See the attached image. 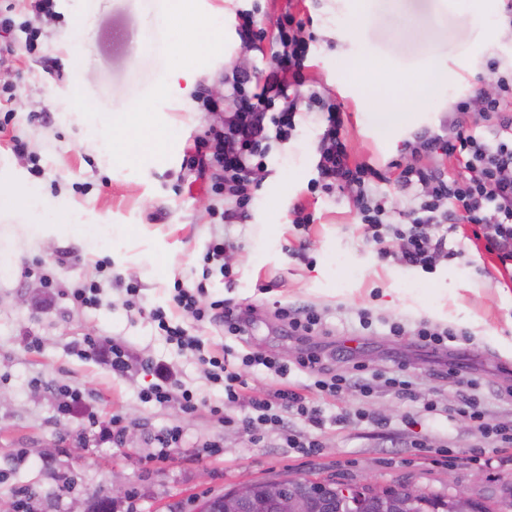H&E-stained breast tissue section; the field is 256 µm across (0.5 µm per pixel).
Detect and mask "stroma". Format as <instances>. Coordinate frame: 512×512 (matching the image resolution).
<instances>
[{
    "instance_id": "1",
    "label": "stroma",
    "mask_w": 512,
    "mask_h": 512,
    "mask_svg": "<svg viewBox=\"0 0 512 512\" xmlns=\"http://www.w3.org/2000/svg\"><path fill=\"white\" fill-rule=\"evenodd\" d=\"M260 4L272 28L286 0H194L195 23L166 17L164 0H54L34 17L30 0H0V195L25 185L40 197L21 210L0 208V500L15 512H79L82 503L109 495L113 473L125 478L116 512H192L193 500L244 481L284 474L334 476L355 483L371 477L382 486L415 483L444 494L463 487L479 499L512 493V461L493 468L470 463L473 449L493 447L459 407L474 396L487 421L512 424V284L495 279L498 262L467 246L461 255L424 270L378 258L365 245L347 195L312 198L318 112L304 114L294 137L274 145L257 172L255 201L242 224H225L222 196L186 165L185 152L217 119L201 110L199 91L224 89V70L245 66L257 74L269 55L244 45L235 12ZM317 37L307 70L308 89L329 96L346 113L344 137L351 161L381 170L407 164L404 144L439 125L451 98L469 93L488 61L512 69V34L503 25L504 0H299ZM86 26H78L81 14ZM422 24L425 42L405 37ZM36 36H28L27 25ZM153 32V44L140 42ZM452 39H445V32ZM447 82L422 93L434 69ZM145 104V129L162 144L157 158L129 163L111 146L112 113ZM402 118L388 131L376 112ZM303 203L315 214L296 228L289 211ZM60 231L41 240V225ZM122 229L105 245L86 227ZM230 242L234 282L206 278L203 303L227 299L246 310L248 336L223 338L210 324L184 323L210 343L272 353L295 361L314 351L333 371L360 370L373 392L350 389L334 398L317 392L322 427L292 416L290 426L319 439L303 455L283 435L245 431L243 408L223 405L196 358L178 352L149 318L170 308L175 280L202 277V258L214 241ZM488 275H479L480 267ZM57 285L46 300L41 275ZM140 284V311L124 305V284ZM97 281L100 304L79 307L70 289ZM316 308L322 335L292 337L275 317L278 305ZM368 311L372 326L361 329ZM462 335L448 350L419 345V321ZM399 321L407 335L393 336ZM42 341L28 346L29 337ZM85 336L123 345L124 374L103 359L77 355ZM168 365L177 383L193 389L194 412L179 404L143 402L152 364ZM404 370L413 392L399 395L380 376ZM80 391L102 421L120 416L115 442H100L79 415L59 412V386ZM437 405L425 412L426 401ZM222 405V416L211 409ZM368 419L358 420L357 411ZM178 426L179 447L158 457L154 438ZM218 453H210L211 445Z\"/></svg>"
}]
</instances>
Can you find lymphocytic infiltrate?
I'll list each match as a JSON object with an SVG mask.
<instances>
[{
	"label": "lymphocytic infiltrate",
	"instance_id": "lymphocytic-infiltrate-1",
	"mask_svg": "<svg viewBox=\"0 0 512 512\" xmlns=\"http://www.w3.org/2000/svg\"><path fill=\"white\" fill-rule=\"evenodd\" d=\"M236 16L241 41L256 50H268L272 65L260 80L232 70L224 77L223 100L201 97L205 111H223L224 122L210 127L187 158L199 172L219 170L212 190L233 201L223 213L225 223L247 218L254 200V173L266 167L273 144L292 138L301 108H316L323 114V131L316 147L317 176L308 187L328 195L349 193L364 239L379 244L381 258L429 270L437 261L456 256L449 238L458 243L480 239L485 251L498 259L499 274L512 277V70H501L496 61H488L487 78L496 87L495 95L478 87L449 100L448 117L438 129H423L405 143L411 161L391 179L414 204L405 212L404 223L393 224L387 220L386 201L377 191L378 185L390 178L366 164L350 165L342 140L341 109L316 92L305 99L300 96L314 41L310 18L285 12L269 33L258 28L254 10H240ZM431 155L454 158L456 174L424 166L423 158ZM204 291L201 285L187 288L175 283V311L221 326L225 335H247V319L230 303L215 300L201 305ZM152 319L170 344L198 353L209 380L222 386L225 402L251 409V416L243 421L245 429L263 426L284 432L289 447L301 453H317L320 443L314 437L289 433L288 418L297 415L319 427L324 423L320 409L293 390L279 389L266 395L248 392L240 367L259 368L280 379L288 378L297 367L309 373L313 390L333 397L352 385L364 393L372 389L370 380L331 371L315 354L291 365L258 352L236 355L226 346L209 353L200 337L172 322L163 308H156Z\"/></svg>",
	"mask_w": 512,
	"mask_h": 512
}]
</instances>
